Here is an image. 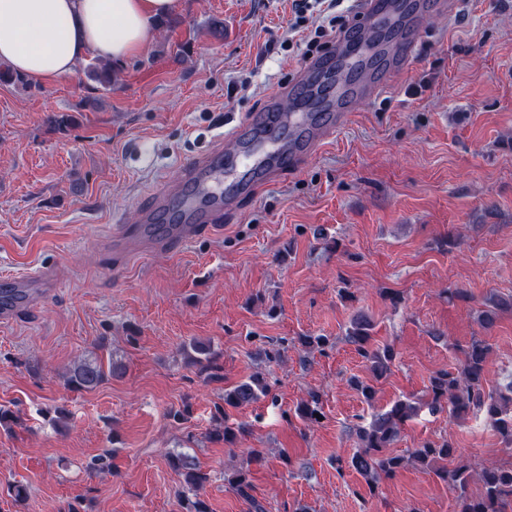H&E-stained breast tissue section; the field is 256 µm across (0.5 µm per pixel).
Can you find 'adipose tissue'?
I'll return each instance as SVG.
<instances>
[{"instance_id":"1","label":"adipose tissue","mask_w":512,"mask_h":512,"mask_svg":"<svg viewBox=\"0 0 512 512\" xmlns=\"http://www.w3.org/2000/svg\"><path fill=\"white\" fill-rule=\"evenodd\" d=\"M180 0H0V62L36 84L71 75L84 56H136Z\"/></svg>"}]
</instances>
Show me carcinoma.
<instances>
[{
    "label": "carcinoma",
    "instance_id": "carcinoma-1",
    "mask_svg": "<svg viewBox=\"0 0 512 512\" xmlns=\"http://www.w3.org/2000/svg\"><path fill=\"white\" fill-rule=\"evenodd\" d=\"M89 77L106 89L112 88L116 71L112 65L97 59L87 67ZM491 308L481 314V322L491 325L497 313L509 308L512 303L498 297L489 298ZM371 324L357 317L348 329L346 339L356 346L358 355L366 362L372 374L383 377L391 371L395 360L392 346L382 348L370 346ZM297 343L302 351L326 353L330 340L326 336H299ZM489 346L481 341L472 342L463 360L462 367L455 372L441 370L430 377L427 387L428 400L424 405L431 411L448 407V412L458 418L470 412H482L486 421L502 437L506 444L512 445V381L502 389L485 388ZM122 366L110 363L108 369L91 362H81L73 366L67 376V385L73 389L84 390L97 387L107 377L121 374ZM269 394V385L265 378L256 374L232 389L224 392V404L241 408L258 402ZM311 402H304L298 408V415L310 422L318 423L319 412L314 403L319 395L310 393ZM419 406L409 401H398L389 410L377 413L367 428L356 431L359 449L349 458L348 465L363 476L370 491H375L383 478L394 476L404 468L408 461L435 469V474L457 493L459 512H507L512 508V463L497 464L489 462L479 470L468 466L454 468H435L440 460L454 455L456 448L449 441L441 444L426 442L414 449L410 458L394 455L388 451L400 432L401 427L417 414ZM245 432V426H224L210 436L226 444L233 443L237 435ZM169 465L183 479L182 493L184 512H210L200 492L209 481V475L197 464L194 458L185 453H172L168 456ZM225 467L233 469L232 486L251 504V512H265L262 505L248 493L249 473L236 469V456L231 453L225 461ZM477 483L479 493H469V486Z\"/></svg>",
    "mask_w": 512,
    "mask_h": 512
}]
</instances>
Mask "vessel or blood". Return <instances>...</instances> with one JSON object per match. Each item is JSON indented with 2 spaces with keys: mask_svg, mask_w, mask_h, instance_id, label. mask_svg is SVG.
Returning a JSON list of instances; mask_svg holds the SVG:
<instances>
[{
  "mask_svg": "<svg viewBox=\"0 0 512 512\" xmlns=\"http://www.w3.org/2000/svg\"><path fill=\"white\" fill-rule=\"evenodd\" d=\"M358 21L363 31L374 32L382 21L395 28L378 46H351L339 39L331 55L307 66L287 91L291 110L270 107L255 114L246 126L233 127L235 152L213 151L189 159L174 188L158 193L136 230H121L113 241L125 252L145 247L168 248L213 229L239 198L271 185L282 174L299 167L315 148L348 120L353 101L372 98L393 79L411 56L415 21L411 9H423L422 0L407 6L403 0H362ZM56 284L54 272L41 268L0 281L34 297L37 288Z\"/></svg>",
  "mask_w": 512,
  "mask_h": 512,
  "instance_id": "b4317fda",
  "label": "vessel or blood"
}]
</instances>
